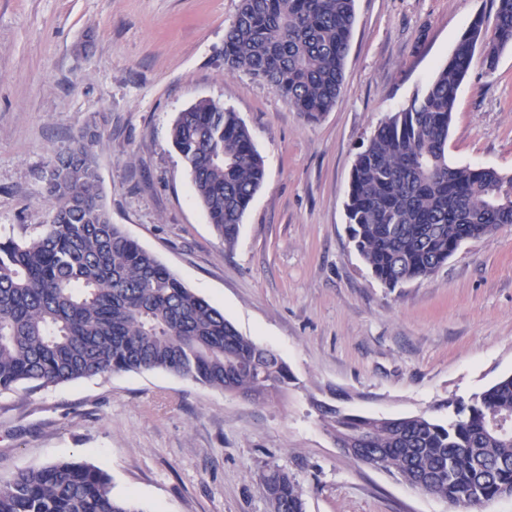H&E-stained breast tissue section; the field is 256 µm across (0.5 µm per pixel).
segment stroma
Wrapping results in <instances>:
<instances>
[{
  "label": "stroma",
  "mask_w": 512,
  "mask_h": 512,
  "mask_svg": "<svg viewBox=\"0 0 512 512\" xmlns=\"http://www.w3.org/2000/svg\"><path fill=\"white\" fill-rule=\"evenodd\" d=\"M240 0H0V234L47 223L44 175L98 135L113 223L296 382L253 400L164 371L119 372L0 394V476L58 460L108 473L142 512H268L265 465L307 512H450L337 448L312 407L446 419L512 374V227L464 242L433 276L390 289L348 232L356 153L426 84L490 0H355L335 106L309 122L268 85L224 70ZM201 99L234 109L266 176L225 248L170 139ZM454 164L512 175V47L473 65L448 139Z\"/></svg>",
  "instance_id": "1"
}]
</instances>
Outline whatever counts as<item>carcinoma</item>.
I'll use <instances>...</instances> for the list:
<instances>
[{
  "label": "carcinoma",
  "mask_w": 512,
  "mask_h": 512,
  "mask_svg": "<svg viewBox=\"0 0 512 512\" xmlns=\"http://www.w3.org/2000/svg\"><path fill=\"white\" fill-rule=\"evenodd\" d=\"M355 0H240L224 33V67L266 83L310 122L336 103ZM427 85L356 154L346 202L351 240L394 289L434 275L467 240L512 226V176L448 161L457 92L474 63L497 69L512 47V0H493ZM172 145L195 197L230 248L265 177L243 119L201 99L178 114ZM54 200L34 235L0 237V391L118 372L161 370L230 395L260 398L296 383L275 352L238 332L128 236L102 202L93 148L75 142L46 173ZM312 405L337 442L363 439L379 470L447 501L512 495V375L447 402L448 420L380 419ZM270 512H306L288 470L259 476ZM109 474L58 461L0 479V512H143L112 495Z\"/></svg>",
  "instance_id": "carcinoma-1"
}]
</instances>
